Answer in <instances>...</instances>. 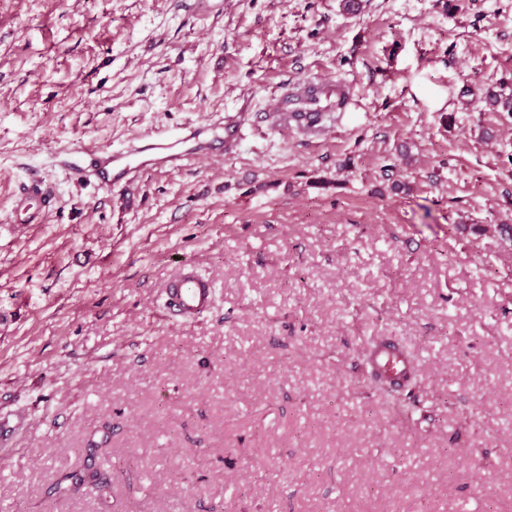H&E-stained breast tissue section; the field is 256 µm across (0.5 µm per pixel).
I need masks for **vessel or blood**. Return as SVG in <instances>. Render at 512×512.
<instances>
[{
    "instance_id": "1",
    "label": "vessel or blood",
    "mask_w": 512,
    "mask_h": 512,
    "mask_svg": "<svg viewBox=\"0 0 512 512\" xmlns=\"http://www.w3.org/2000/svg\"><path fill=\"white\" fill-rule=\"evenodd\" d=\"M335 95L337 111H345L349 101V87L339 81H308L297 87L293 96L299 107L283 110L273 105L266 119L284 130H311L320 122L323 110L322 99ZM214 122L202 120L185 125L176 132L149 129L133 136L125 149L112 151L84 142L76 145L67 165L78 180H92L105 190L120 184H130L138 176L159 167H183L190 162H204L214 156L212 134ZM53 193L40 182H32L15 199V208L24 212L27 223L38 224L43 220V211L53 206ZM215 288L211 279L201 276L193 266H184L164 289V306L179 316L185 323L203 318L211 309ZM364 366L372 377L381 378L394 391L406 389L416 378L419 369L400 346L390 340L368 348Z\"/></svg>"
}]
</instances>
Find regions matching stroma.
<instances>
[{
	"instance_id": "1",
	"label": "stroma",
	"mask_w": 512,
	"mask_h": 512,
	"mask_svg": "<svg viewBox=\"0 0 512 512\" xmlns=\"http://www.w3.org/2000/svg\"><path fill=\"white\" fill-rule=\"evenodd\" d=\"M204 2L0 0V512H512V118L477 105L512 93V0ZM320 78L351 111L271 130ZM233 112L223 158L127 189L61 164ZM189 263L217 293L186 326ZM36 197L41 202V210H33L30 207L29 200ZM55 198L53 193L42 187L39 181H33L24 188L15 199V209L24 212L26 219L25 224H40L46 209L53 206ZM215 288L211 279L187 265L164 288V306L186 324L203 318L211 309ZM364 366L373 378H381L393 391L405 390L419 372L417 365L391 340L368 348ZM110 484V479L104 478L100 473L94 471L86 477H78L73 479L70 484L69 491L80 493L84 492L85 490H95L99 494H102L110 487Z\"/></svg>"
}]
</instances>
